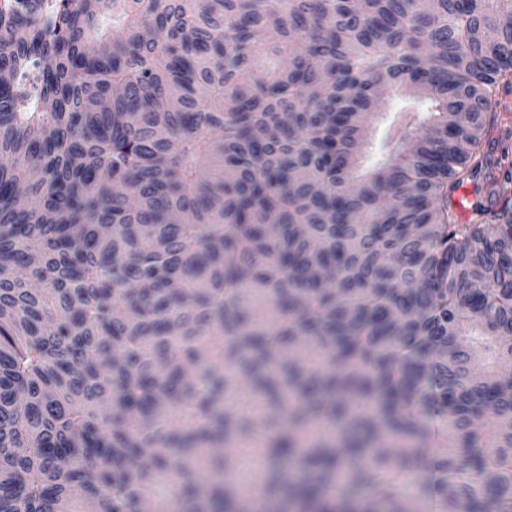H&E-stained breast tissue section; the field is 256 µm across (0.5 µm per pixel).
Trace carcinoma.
<instances>
[{"mask_svg": "<svg viewBox=\"0 0 512 512\" xmlns=\"http://www.w3.org/2000/svg\"><path fill=\"white\" fill-rule=\"evenodd\" d=\"M276 2L0 5V512H512V0ZM395 112H385L382 120L371 126L367 133L369 149L361 159L362 167H372L376 164L382 155L389 153L394 143L387 141L388 126L393 120ZM265 468L266 462L244 459L241 465V470L236 476V480L242 491L249 494L253 493L252 496L257 495V487L253 484V477Z\"/></svg>", "mask_w": 512, "mask_h": 512, "instance_id": "1", "label": "carcinoma"}]
</instances>
